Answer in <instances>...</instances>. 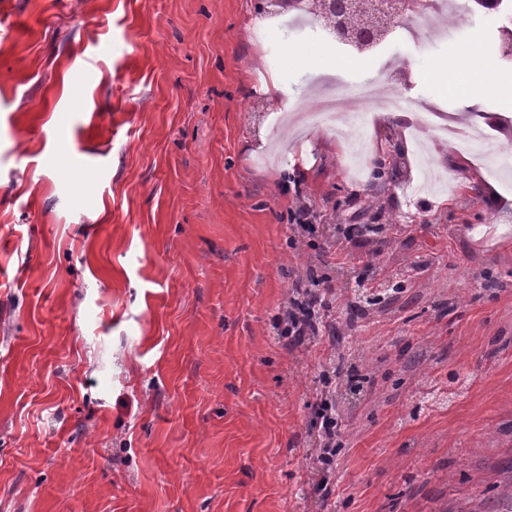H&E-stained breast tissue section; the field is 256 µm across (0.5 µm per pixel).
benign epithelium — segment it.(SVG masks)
<instances>
[{
  "mask_svg": "<svg viewBox=\"0 0 512 512\" xmlns=\"http://www.w3.org/2000/svg\"><path fill=\"white\" fill-rule=\"evenodd\" d=\"M408 0H310V10L336 42L355 54L375 50L397 27ZM503 13L502 0H467L465 12Z\"/></svg>",
  "mask_w": 512,
  "mask_h": 512,
  "instance_id": "7a95c632",
  "label": "benign epithelium"
}]
</instances>
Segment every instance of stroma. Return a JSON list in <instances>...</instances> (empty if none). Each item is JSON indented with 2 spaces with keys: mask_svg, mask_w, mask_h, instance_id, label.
I'll use <instances>...</instances> for the list:
<instances>
[{
  "mask_svg": "<svg viewBox=\"0 0 512 512\" xmlns=\"http://www.w3.org/2000/svg\"><path fill=\"white\" fill-rule=\"evenodd\" d=\"M265 4L0 0V512H471L512 484V247L471 236L512 222V177L468 168L471 203L456 171L414 196L412 154L371 198L311 94L354 96L416 45L398 30L368 66H293L310 17L284 7L268 28ZM487 27L449 25L425 54L478 31L512 73ZM305 142L297 197L282 173ZM305 205L320 231L289 245ZM376 221L322 251V228ZM309 269L413 282L381 312L335 290L336 325L370 360L343 364L328 498L311 404L334 348L272 326Z\"/></svg>",
  "mask_w": 512,
  "mask_h": 512,
  "instance_id": "1",
  "label": "stroma"
}]
</instances>
